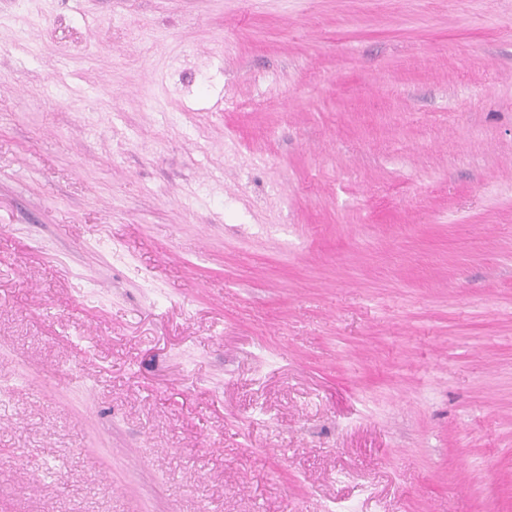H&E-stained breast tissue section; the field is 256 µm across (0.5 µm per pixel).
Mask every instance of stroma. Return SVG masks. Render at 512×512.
Here are the masks:
<instances>
[{
  "instance_id": "stroma-1",
  "label": "stroma",
  "mask_w": 512,
  "mask_h": 512,
  "mask_svg": "<svg viewBox=\"0 0 512 512\" xmlns=\"http://www.w3.org/2000/svg\"><path fill=\"white\" fill-rule=\"evenodd\" d=\"M0 512H512V0H0Z\"/></svg>"
}]
</instances>
